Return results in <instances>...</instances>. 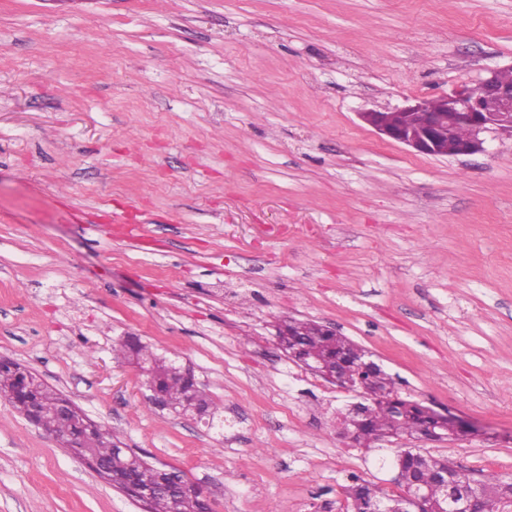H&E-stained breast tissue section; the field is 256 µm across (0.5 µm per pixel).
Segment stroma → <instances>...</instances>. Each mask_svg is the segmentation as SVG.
<instances>
[{
	"label": "stroma",
	"mask_w": 512,
	"mask_h": 512,
	"mask_svg": "<svg viewBox=\"0 0 512 512\" xmlns=\"http://www.w3.org/2000/svg\"><path fill=\"white\" fill-rule=\"evenodd\" d=\"M508 65L512 0H0V359L214 512H352L396 445L280 347L313 320L474 425L431 454L512 477V138L428 156L359 118ZM128 335L224 426L149 408ZM0 512L142 508L0 397Z\"/></svg>",
	"instance_id": "stroma-1"
}]
</instances>
